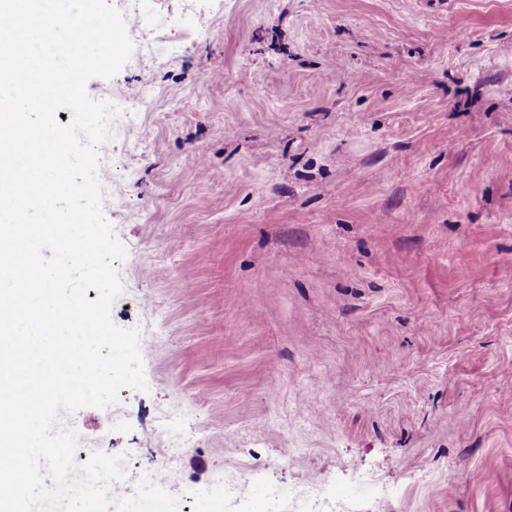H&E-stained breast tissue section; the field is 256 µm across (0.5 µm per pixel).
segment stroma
I'll return each mask as SVG.
<instances>
[{
	"mask_svg": "<svg viewBox=\"0 0 512 512\" xmlns=\"http://www.w3.org/2000/svg\"><path fill=\"white\" fill-rule=\"evenodd\" d=\"M180 55L130 54L86 92L150 86L97 149L126 256L112 323L146 389L60 413L146 477L165 411L192 447L164 490L318 483L277 512H512V0H146ZM216 73L203 81L204 73Z\"/></svg>",
	"mask_w": 512,
	"mask_h": 512,
	"instance_id": "1",
	"label": "stroma"
}]
</instances>
